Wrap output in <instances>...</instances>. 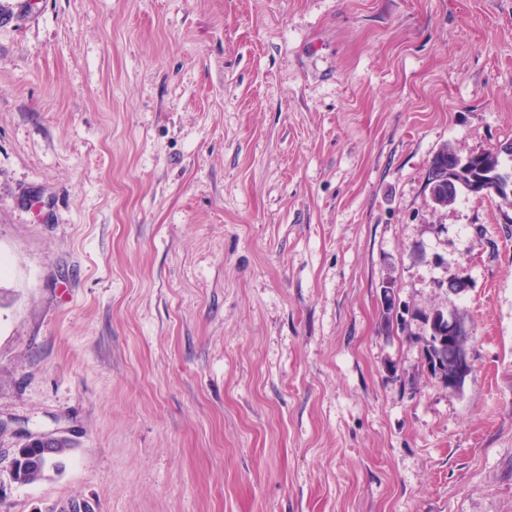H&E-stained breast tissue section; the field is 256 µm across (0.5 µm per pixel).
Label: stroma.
Wrapping results in <instances>:
<instances>
[{"instance_id": "35a3bbf8", "label": "stroma", "mask_w": 512, "mask_h": 512, "mask_svg": "<svg viewBox=\"0 0 512 512\" xmlns=\"http://www.w3.org/2000/svg\"><path fill=\"white\" fill-rule=\"evenodd\" d=\"M509 139L512 0H0V512H512ZM494 154H501L505 156H510L512 154V142H504L497 144L492 149L487 151H481L476 153H471L465 157L458 155L455 162H454V168L457 169L459 172H463L464 170L472 168V161L478 157L480 154H485L483 157L476 160V165L474 168H484L486 170H506L502 165V157L501 156H494L491 153ZM509 171V170H506ZM472 187L470 188L473 193H478L479 195H487V194H495L506 201L511 206L512 200V181H486L484 179H472ZM490 187L489 189H485ZM484 188V189H483ZM471 332L468 328H463L453 316L448 313L443 318L439 327V335L437 336V344L444 348V354L441 359L436 360L437 369H443V364L448 361L446 373L448 390H458L464 384L466 378L470 375L473 365L469 355V341ZM442 361V362H441ZM450 367V368H449ZM63 435L60 431L52 430L41 433L38 437H29L22 436L21 439V451L19 456L16 459V469L13 467V461L15 459V452L17 448H11V451L7 455V459L11 465L10 477L15 470L16 477L13 478V481L19 484H31L41 480L45 474L51 470L46 468L45 460L47 461V465L53 461V456L55 453V448H52L54 442L61 438ZM39 439L38 443L42 445L44 449L45 459L40 451V449L35 444H27L26 443L34 442Z\"/></svg>"}]
</instances>
